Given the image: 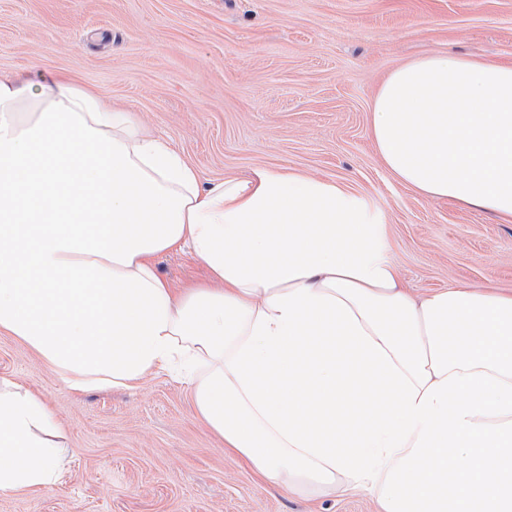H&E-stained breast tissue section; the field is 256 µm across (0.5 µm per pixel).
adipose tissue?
Wrapping results in <instances>:
<instances>
[{"label": "adipose tissue", "instance_id": "adipose-tissue-1", "mask_svg": "<svg viewBox=\"0 0 512 512\" xmlns=\"http://www.w3.org/2000/svg\"><path fill=\"white\" fill-rule=\"evenodd\" d=\"M372 135L422 195L512 218V64L432 55L400 66L373 98ZM184 248L208 279L178 292L155 259ZM302 285L345 301L419 390L454 372L512 384V295L414 296L381 225L335 182L282 169L205 186L97 91L0 79V333L71 389L128 388L181 364L196 413L265 482L351 489L284 439L225 367L268 298ZM57 434L39 394L0 382V494L61 485Z\"/></svg>", "mask_w": 512, "mask_h": 512}]
</instances>
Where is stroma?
<instances>
[{"label":"stroma","mask_w":512,"mask_h":512,"mask_svg":"<svg viewBox=\"0 0 512 512\" xmlns=\"http://www.w3.org/2000/svg\"><path fill=\"white\" fill-rule=\"evenodd\" d=\"M440 54L512 63V0H0L1 77L64 75L97 90L171 140L205 185L282 168L335 181L382 224L415 294L510 295L512 222L404 185L371 133L389 73ZM155 263L175 288L206 277L186 250ZM2 379L50 405L68 464L53 492L0 494V512H379L363 494L262 481L171 373L77 393L0 334Z\"/></svg>","instance_id":"35a3bbf8"}]
</instances>
